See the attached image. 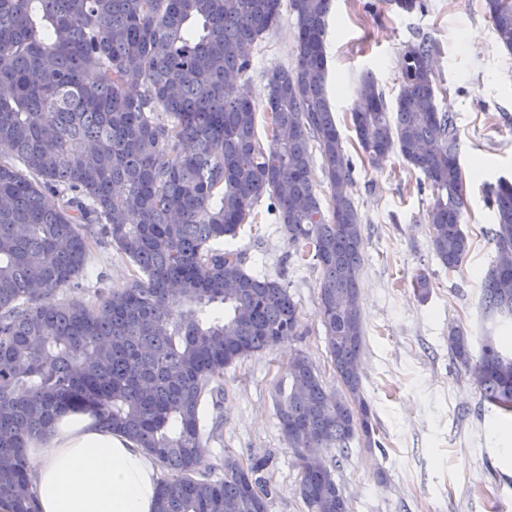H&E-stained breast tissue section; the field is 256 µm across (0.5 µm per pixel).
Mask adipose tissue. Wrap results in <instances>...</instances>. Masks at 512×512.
Listing matches in <instances>:
<instances>
[{
	"label": "adipose tissue",
	"instance_id": "ef3b65f1",
	"mask_svg": "<svg viewBox=\"0 0 512 512\" xmlns=\"http://www.w3.org/2000/svg\"><path fill=\"white\" fill-rule=\"evenodd\" d=\"M28 453L39 512L155 510L162 479L156 459L89 413L62 415Z\"/></svg>",
	"mask_w": 512,
	"mask_h": 512
}]
</instances>
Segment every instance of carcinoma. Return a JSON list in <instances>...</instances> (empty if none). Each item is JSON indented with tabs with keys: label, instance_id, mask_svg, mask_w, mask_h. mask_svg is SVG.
<instances>
[{
	"label": "carcinoma",
	"instance_id": "carcinoma-1",
	"mask_svg": "<svg viewBox=\"0 0 512 512\" xmlns=\"http://www.w3.org/2000/svg\"><path fill=\"white\" fill-rule=\"evenodd\" d=\"M296 59L273 69L264 105L244 80L247 48L278 27L282 0H0V500L38 512L26 448L68 411H88L154 454L165 475L155 512H255L242 479L208 460L199 425L204 394L224 370L299 334L297 304L280 277L247 271L241 227L268 214L320 271L319 300L338 389L304 354L272 398L298 461L307 512H344L335 462L309 454L372 444L362 395L364 326L358 282L363 218L354 166L331 112L325 35L331 0H288ZM499 43L512 51V0H486ZM435 42L407 47L394 107L370 74L352 123L371 164L381 143L429 190L431 246L454 272L470 252L462 228L466 181L453 116L439 111ZM264 113L266 140L257 134ZM318 146L329 203L310 179ZM65 197L47 207L45 192ZM495 261L481 283L485 310L512 320V184L493 194ZM115 246L139 270L97 302H58L76 284L89 241ZM224 241L225 248L212 243ZM450 351L483 399L512 412V352L483 337L473 355L458 327ZM264 460L249 465L269 499Z\"/></svg>",
	"mask_w": 512,
	"mask_h": 512
}]
</instances>
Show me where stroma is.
Listing matches in <instances>:
<instances>
[{"instance_id": "35a3bbf8", "label": "stroma", "mask_w": 512, "mask_h": 512, "mask_svg": "<svg viewBox=\"0 0 512 512\" xmlns=\"http://www.w3.org/2000/svg\"><path fill=\"white\" fill-rule=\"evenodd\" d=\"M295 30V15L282 10L278 28L251 46L246 78L256 102L265 100L272 68L294 65ZM424 35L439 47L437 102L456 120L460 164L468 166L474 154L484 159L480 173L466 176L463 228L471 251L453 273L430 248L426 210L432 198L418 191L419 172L395 154L369 164L350 120L365 73L394 101L398 60ZM326 51L330 104L355 165L352 192L363 217L362 387L377 420L376 446L354 439L335 469L336 481L351 512H512V413L483 401L448 346L450 328L465 329L476 350L490 328L480 283L495 256L492 191L499 178L512 179V54L497 44L484 0H426L424 10L409 13L391 0H334ZM234 245L245 252L247 270L283 274L300 311L301 334L236 362L224 372L222 395L203 396L206 454L244 463L266 459L268 512H307L271 392L298 353L328 388L337 386L319 305L320 273L314 263L294 262L287 237L263 211L256 223L242 226ZM421 270L431 279L423 296L412 286ZM136 275L115 246L94 242L80 287L64 289L58 298L91 303L128 287Z\"/></svg>"}]
</instances>
